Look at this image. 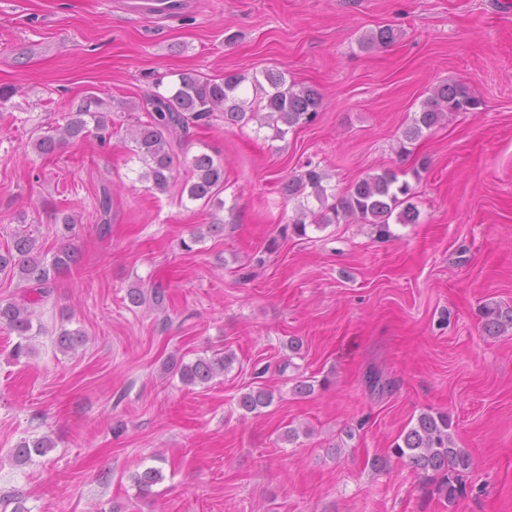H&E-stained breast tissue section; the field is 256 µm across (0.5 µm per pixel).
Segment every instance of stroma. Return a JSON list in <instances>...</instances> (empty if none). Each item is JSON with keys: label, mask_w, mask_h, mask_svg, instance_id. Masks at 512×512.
<instances>
[{"label": "stroma", "mask_w": 512, "mask_h": 512, "mask_svg": "<svg viewBox=\"0 0 512 512\" xmlns=\"http://www.w3.org/2000/svg\"><path fill=\"white\" fill-rule=\"evenodd\" d=\"M127 2L0 0V87L15 90L0 104V247L27 230L55 254L68 219L81 260L36 305L29 357L0 326V512H512V331L486 335L477 315L512 306V0H190L167 18ZM383 24L397 41L363 49ZM276 68L320 91L312 124L277 139L219 118L183 138L167 192L139 180L129 110L156 81ZM442 82L479 104L413 143L417 223L384 240L358 223L285 233L282 183L312 163L341 191L396 166ZM81 107L107 115L110 140L33 150ZM200 153L224 163L223 207L181 197ZM154 286L165 310L129 303ZM64 328L86 344L61 352ZM217 350L234 360L208 384L164 371ZM258 386L272 403L240 409ZM427 411L476 458L451 506L410 467L369 466ZM43 436L53 448L17 464ZM151 466L163 478L139 495L132 476ZM48 448H53L52 443L46 436L35 440L23 441L14 449L15 462L22 465L32 460L33 454L43 456L47 453Z\"/></svg>", "instance_id": "stroma-1"}]
</instances>
